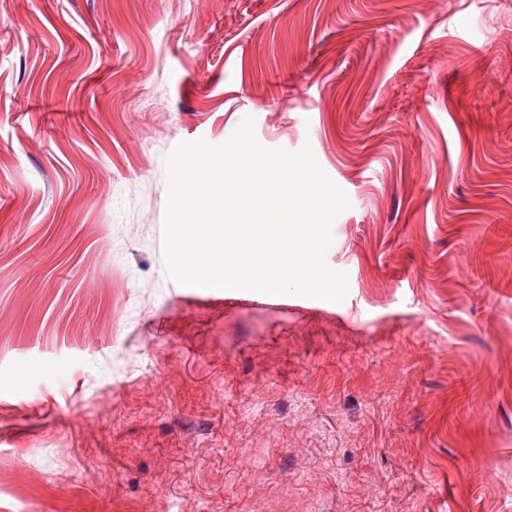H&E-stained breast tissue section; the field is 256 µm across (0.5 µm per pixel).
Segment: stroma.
I'll return each mask as SVG.
<instances>
[{
	"label": "stroma",
	"instance_id": "stroma-1",
	"mask_svg": "<svg viewBox=\"0 0 512 512\" xmlns=\"http://www.w3.org/2000/svg\"><path fill=\"white\" fill-rule=\"evenodd\" d=\"M248 116L342 303L166 277ZM0 512H512V0H0Z\"/></svg>",
	"mask_w": 512,
	"mask_h": 512
}]
</instances>
